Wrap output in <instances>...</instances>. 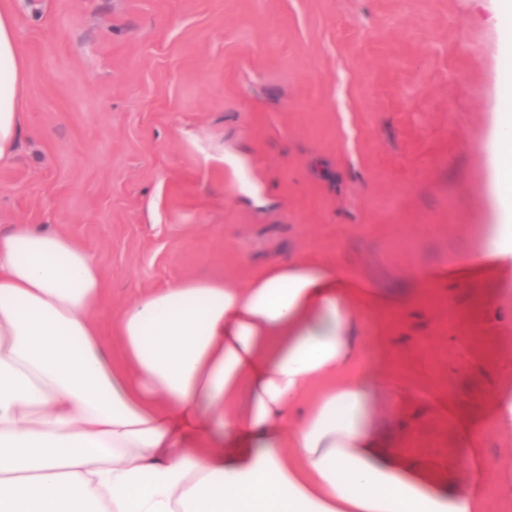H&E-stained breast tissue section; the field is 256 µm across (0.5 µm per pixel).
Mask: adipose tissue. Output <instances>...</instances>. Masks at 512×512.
Instances as JSON below:
<instances>
[{
	"instance_id": "obj_1",
	"label": "adipose tissue",
	"mask_w": 512,
	"mask_h": 512,
	"mask_svg": "<svg viewBox=\"0 0 512 512\" xmlns=\"http://www.w3.org/2000/svg\"><path fill=\"white\" fill-rule=\"evenodd\" d=\"M25 63L0 5V162L21 133ZM490 149L512 219V126ZM472 259L471 283L512 295V247ZM105 288L71 236L0 231V512H485L480 484L426 487L404 433L373 414L356 368L358 314L380 294L333 262L264 267L247 285L185 279L137 294L103 342Z\"/></svg>"
}]
</instances>
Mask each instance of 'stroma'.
Instances as JSON below:
<instances>
[{"instance_id":"obj_1","label":"stroma","mask_w":512,"mask_h":512,"mask_svg":"<svg viewBox=\"0 0 512 512\" xmlns=\"http://www.w3.org/2000/svg\"><path fill=\"white\" fill-rule=\"evenodd\" d=\"M21 134L0 229L84 244L111 330L137 293L188 277L333 260L388 296L357 368L398 397L375 419L448 482L459 419L487 416L512 324L464 256L512 241L489 138L512 121V18L498 0H15ZM426 271L420 284L414 270ZM495 496L512 436L484 430Z\"/></svg>"}]
</instances>
